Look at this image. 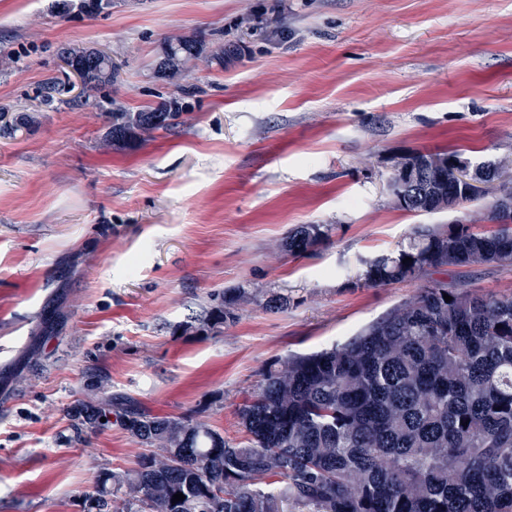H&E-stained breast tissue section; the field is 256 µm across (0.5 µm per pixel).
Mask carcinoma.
Here are the masks:
<instances>
[{
  "mask_svg": "<svg viewBox=\"0 0 512 512\" xmlns=\"http://www.w3.org/2000/svg\"><path fill=\"white\" fill-rule=\"evenodd\" d=\"M60 57L80 81L76 103H89L120 76L112 56L95 47L66 46ZM199 59L222 65L224 50L210 53L204 41L179 35L164 42L153 73L191 95L199 87L188 82L189 63ZM180 109L176 98L140 112L118 106L104 142L168 131ZM38 121L35 109L0 108V131L16 134ZM432 157L451 164L461 154H401L392 172ZM477 166L493 182L492 197L467 195L448 173L445 191L463 223L414 225L408 246L361 261L351 285L512 265V213L497 210V200L512 199V180L503 177L512 159ZM481 222L498 228L483 231ZM331 232L329 224H298L281 251L310 256ZM262 293L228 290L186 328L233 323ZM293 303L286 292L266 294L270 309ZM71 414L82 435L114 426L142 446L130 467L99 475L83 512H512V294L429 279L345 342L275 359L238 408L243 441L192 415H155L121 392L97 404L79 401ZM178 492L185 499L174 503Z\"/></svg>",
  "mask_w": 512,
  "mask_h": 512,
  "instance_id": "1",
  "label": "carcinoma"
}]
</instances>
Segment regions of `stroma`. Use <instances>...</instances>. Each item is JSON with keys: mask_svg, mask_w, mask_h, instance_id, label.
Segmentation results:
<instances>
[{"mask_svg": "<svg viewBox=\"0 0 512 512\" xmlns=\"http://www.w3.org/2000/svg\"><path fill=\"white\" fill-rule=\"evenodd\" d=\"M192 33L238 53L196 65L176 129L104 147L113 103L155 105L165 38ZM69 44L111 52L121 83L74 104ZM4 53L1 108L49 85L57 102L0 134V512H82L99 474L139 454L115 427L76 438L94 368L103 394L242 440L238 407L268 363L345 341L420 287L351 285L418 222L385 191L394 156L512 157V0H0ZM297 224L331 225L329 244L285 255ZM441 277L512 294V266ZM228 288L294 303L185 330Z\"/></svg>", "mask_w": 512, "mask_h": 512, "instance_id": "1", "label": "stroma"}]
</instances>
